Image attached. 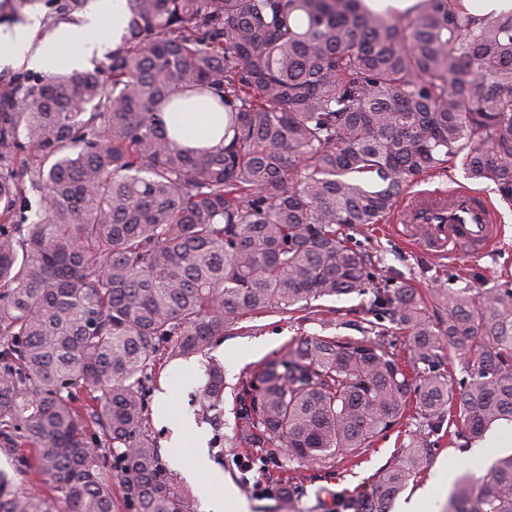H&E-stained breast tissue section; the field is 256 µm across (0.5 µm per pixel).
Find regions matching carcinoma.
I'll use <instances>...</instances> for the list:
<instances>
[{
	"instance_id": "1",
	"label": "carcinoma",
	"mask_w": 512,
	"mask_h": 512,
	"mask_svg": "<svg viewBox=\"0 0 512 512\" xmlns=\"http://www.w3.org/2000/svg\"><path fill=\"white\" fill-rule=\"evenodd\" d=\"M96 71L0 83V447H31L53 496L0 472V512H190L146 427L162 350L200 354L239 318L370 296L358 337L301 340L238 393L233 443H283L297 464L358 457L412 419L370 493L326 512H387L448 425L468 441L512 423V288L425 300L374 272L351 231L461 160L512 201V14L419 0H128ZM224 112L220 149L168 137L172 96ZM37 198L31 203L30 196ZM444 311L432 322L429 305ZM462 359L460 391L442 353ZM224 389L211 368L206 396ZM446 512H512V454L467 473Z\"/></svg>"
}]
</instances>
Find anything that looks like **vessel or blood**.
I'll return each mask as SVG.
<instances>
[{"instance_id":"1","label":"vessel or blood","mask_w":512,"mask_h":512,"mask_svg":"<svg viewBox=\"0 0 512 512\" xmlns=\"http://www.w3.org/2000/svg\"><path fill=\"white\" fill-rule=\"evenodd\" d=\"M400 234L431 252L458 257L485 253L502 229L495 210L481 192L437 187L410 195L404 203Z\"/></svg>"}]
</instances>
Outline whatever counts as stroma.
Listing matches in <instances>:
<instances>
[{
    "label": "stroma",
    "instance_id": "1",
    "mask_svg": "<svg viewBox=\"0 0 512 512\" xmlns=\"http://www.w3.org/2000/svg\"><path fill=\"white\" fill-rule=\"evenodd\" d=\"M476 189L492 200L503 227L501 239L483 255H465L454 260L433 256L404 242L384 224L353 232L352 237L386 276L408 283L425 295L435 288H478L491 277L512 282V203L502 200L493 183L477 184ZM318 305L316 315L306 320L276 310L243 317L193 359L162 355L148 383V404H155L159 394H167L172 412L192 416L197 426L207 429L209 436L207 470L199 481L183 477L184 472L197 467L193 446H186L179 461L165 464L166 470L188 489L190 512H203L201 489L213 492L223 483L234 487L236 495L247 502L249 512H322L327 494L370 492L376 473L400 456L405 436L399 426L378 438L358 458L338 455L305 464L297 471L301 489L292 510L287 511L281 506V487L277 481L282 469L288 466L287 448L280 444L270 448L233 445L237 394L251 372L267 361L287 356L301 339L353 335L354 322L367 315L366 298L354 294L324 297ZM256 339L265 340L268 348L252 357L248 348ZM214 363L224 369V391L218 405L207 411L201 406L202 391L208 381L207 370ZM492 431L497 444L488 450L475 444L463 449L441 440L427 467L393 501L389 512H402L404 505L424 488L429 495L423 512H444L460 476L467 472L483 476L497 458L512 453V425L503 422L494 425Z\"/></svg>",
    "mask_w": 512,
    "mask_h": 512
}]
</instances>
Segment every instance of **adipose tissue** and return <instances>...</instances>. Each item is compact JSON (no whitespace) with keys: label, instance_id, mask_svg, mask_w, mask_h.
I'll use <instances>...</instances> for the list:
<instances>
[{"label":"adipose tissue","instance_id":"ef3b65f1","mask_svg":"<svg viewBox=\"0 0 512 512\" xmlns=\"http://www.w3.org/2000/svg\"><path fill=\"white\" fill-rule=\"evenodd\" d=\"M128 13V0H97L91 13L60 23L49 33L42 32L35 16L24 25L0 28V65L46 74L78 67L89 58L103 56L110 38L122 31ZM163 119L169 136L182 147L215 149L224 144V115L211 100H175Z\"/></svg>","mask_w":512,"mask_h":512}]
</instances>
